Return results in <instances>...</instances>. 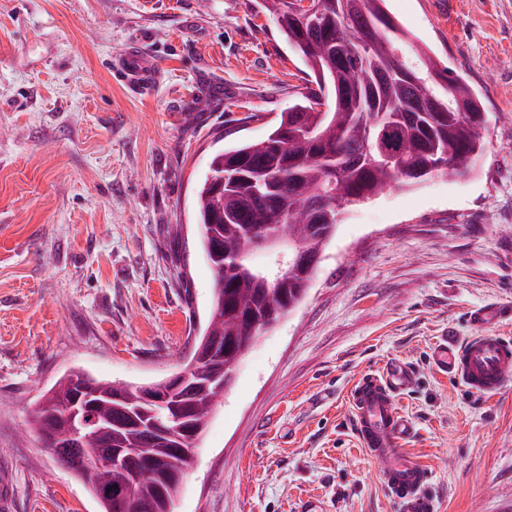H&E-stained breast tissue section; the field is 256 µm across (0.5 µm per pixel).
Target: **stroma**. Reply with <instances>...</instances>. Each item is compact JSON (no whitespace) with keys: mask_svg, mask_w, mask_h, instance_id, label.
I'll use <instances>...</instances> for the list:
<instances>
[{"mask_svg":"<svg viewBox=\"0 0 512 512\" xmlns=\"http://www.w3.org/2000/svg\"><path fill=\"white\" fill-rule=\"evenodd\" d=\"M480 96L474 173L386 188L346 208L305 301L234 369L175 512H396L351 421L361 374H417L395 403L437 512H512V380L463 390L430 352L512 304V0H389ZM134 46L147 85L115 76ZM311 72L262 0H0V489L10 512H101L29 430L65 373H174L214 275L193 216L212 153L265 136ZM204 101V110L194 107Z\"/></svg>","mask_w":512,"mask_h":512,"instance_id":"35a3bbf8","label":"stroma"}]
</instances>
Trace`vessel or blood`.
<instances>
[{"instance_id": "b4317fda", "label": "vessel or blood", "mask_w": 512, "mask_h": 512, "mask_svg": "<svg viewBox=\"0 0 512 512\" xmlns=\"http://www.w3.org/2000/svg\"><path fill=\"white\" fill-rule=\"evenodd\" d=\"M153 69L151 58L135 49L117 54L112 61L114 74L128 83H146ZM505 313L497 305L472 309L466 321L477 328V335L463 343L445 337L434 349V364L471 393L497 394L512 378V338L493 333L490 327ZM415 380L414 372L399 363L362 376L351 392L353 417L364 448L383 465L384 481L398 512H435L429 473L404 449L413 427L394 406L395 395Z\"/></svg>"}]
</instances>
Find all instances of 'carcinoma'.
Listing matches in <instances>:
<instances>
[{
	"mask_svg": "<svg viewBox=\"0 0 512 512\" xmlns=\"http://www.w3.org/2000/svg\"><path fill=\"white\" fill-rule=\"evenodd\" d=\"M280 33L313 73L316 89L306 102L280 113L265 137L217 150L197 187L196 223L201 248L216 276L206 327L194 337L186 363L199 376L230 369L255 343L262 328L278 324L306 297L314 269L297 267L275 288L258 278L259 268L238 251L248 232L280 225L300 237L304 251L316 256L333 237L344 209L377 196L392 184L411 188L442 173L462 176L477 166L485 145L483 103L466 79L441 66L428 52H415L416 79L388 77L367 85L366 74H383L403 57L409 32L391 16L387 0H320V29L302 27L287 0H262ZM451 98L458 111H448ZM323 104L326 111L317 106ZM349 195L330 199L289 222L288 203L305 205L326 190L329 167ZM87 384L88 418L112 416V431L84 448L94 463L105 448H136L139 455L166 458L137 498L154 512H169L190 460L172 452L186 442L164 443L152 436L136 412L140 403L109 399L111 382L72 371L49 390L54 404L29 417L31 430L47 448L59 442L63 422L58 404ZM101 505V512H125L129 471L97 468L74 471Z\"/></svg>",
	"mask_w": 512,
	"mask_h": 512,
	"instance_id": "cac0c4a2",
	"label": "carcinoma"
}]
</instances>
